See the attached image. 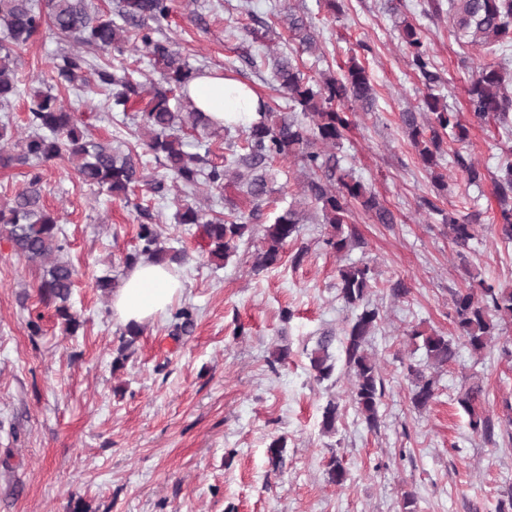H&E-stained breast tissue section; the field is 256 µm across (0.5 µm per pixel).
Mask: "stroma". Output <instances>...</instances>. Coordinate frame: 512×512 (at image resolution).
Segmentation results:
<instances>
[{
	"label": "stroma",
	"instance_id": "35a3bbf8",
	"mask_svg": "<svg viewBox=\"0 0 512 512\" xmlns=\"http://www.w3.org/2000/svg\"><path fill=\"white\" fill-rule=\"evenodd\" d=\"M332 14L323 0H174L158 39L173 41L190 62L249 85L287 111L288 100L268 65L252 58L295 57L308 76L362 63L376 90L373 111L356 112L336 150L342 168L362 181L395 221L380 224L360 206L347 219L358 240L341 253L324 243L329 232L308 211L278 265L256 264L264 228L299 197L304 177L288 161L275 162L273 191L254 206L235 185L200 190L192 201L223 210L253 226L223 265L211 262L201 225L181 224L175 193L136 190L129 201L82 184L61 161L0 169V200L21 190L29 173L42 177L43 201L60 220L62 254L77 270L71 297L84 325L64 333L53 307L40 301V269L0 240V512H401L407 494L417 512H512L502 507L512 487V339L495 336L481 355L459 346L455 361L436 373V399L427 409L412 402L408 366L429 370L413 329L456 334L453 294L485 282L512 287V244L502 241L493 179L512 151V125L495 118L472 124L462 142L444 141L438 188L410 144L400 116L417 110L427 89L449 109L467 113L466 90L480 64L512 73V43L490 52L455 32L448 0H340ZM311 16L315 53H300L280 12L284 4ZM417 27L438 80L427 85L412 69L402 40L404 23ZM269 28L254 41L251 29ZM69 44L42 28L20 53L22 96L10 110L14 137L27 132L30 95L54 83L51 61ZM92 137L121 150L143 152V139L122 113L108 111L96 86L62 92ZM482 174L467 180L466 166ZM480 224L467 263L442 224L441 212ZM157 225L163 246L183 250L175 273L184 285L172 313L148 321L121 368L112 361L125 328L112 316L99 277L122 281L123 260L138 246L139 225ZM365 264L368 293L381 320L369 353L384 385L376 428H368L349 401L352 377L337 368L317 382L308 371L318 336L343 338L358 313L339 295L338 270ZM192 314L189 333L175 334L176 311ZM38 320L40 331L28 324ZM287 347L276 361V347ZM477 384V412L493 436L473 432L456 398ZM336 398L341 416L323 433L321 411ZM286 443V464L273 472L268 446ZM347 471L329 482L330 458Z\"/></svg>",
	"mask_w": 512,
	"mask_h": 512
}]
</instances>
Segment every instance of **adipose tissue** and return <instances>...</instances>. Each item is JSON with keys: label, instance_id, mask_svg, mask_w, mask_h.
<instances>
[{"label": "adipose tissue", "instance_id": "adipose-tissue-1", "mask_svg": "<svg viewBox=\"0 0 512 512\" xmlns=\"http://www.w3.org/2000/svg\"><path fill=\"white\" fill-rule=\"evenodd\" d=\"M187 94L216 125L248 124L258 117V97L247 86L206 71L194 78ZM183 289L166 265L144 259L112 292V316L122 325L141 324L164 316Z\"/></svg>", "mask_w": 512, "mask_h": 512}]
</instances>
